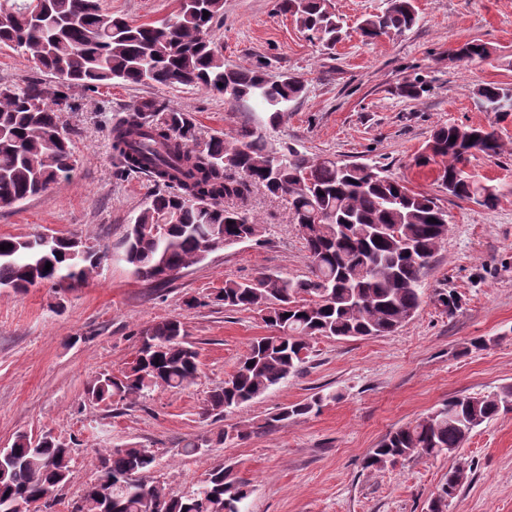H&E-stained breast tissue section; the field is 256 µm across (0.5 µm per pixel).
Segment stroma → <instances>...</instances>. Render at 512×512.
I'll use <instances>...</instances> for the list:
<instances>
[{
    "label": "stroma",
    "instance_id": "1",
    "mask_svg": "<svg viewBox=\"0 0 512 512\" xmlns=\"http://www.w3.org/2000/svg\"><path fill=\"white\" fill-rule=\"evenodd\" d=\"M345 32L334 49L308 42L277 0H224L212 40L225 64L262 63L268 76L300 77L305 91L282 124H258L253 111L230 109L201 87L128 84L76 87L74 108L60 112L76 157L68 178L12 206H0V236L45 232L77 236L112 255L75 288H0V448L17 435L52 434L73 441L70 482L55 512H71L97 481L100 456L137 443L159 464L149 479L182 491L217 464L249 483L245 512H428L448 469L464 463L467 479L444 512H512V410L472 431L451 456L413 455L377 469L364 466L392 431L449 397L482 396L512 384V116L498 120L473 98L481 84L512 88V0H415L412 29L368 44L357 26L384 0H331ZM178 0H101L105 12L142 24L170 15ZM484 43L481 61L459 59L460 47ZM37 80L56 86L23 52L0 44V85ZM421 85L412 99L404 85ZM158 98L191 113L202 138L234 139L257 126L274 148H294L316 161L384 166L413 191L437 198L448 212V238L421 278L423 303L395 333L366 338L316 336L298 372L261 397L217 418L205 411L215 387L268 330L259 315L228 310L214 296L225 281L259 273L302 278L310 273L304 241L285 202L250 187L246 206L264 223L259 239L210 253L158 286L138 279L121 259L129 224L156 190L150 177H117L109 136L114 115L141 99ZM496 125L504 151L472 158L465 171L495 187L488 209L449 196L433 167L415 158L436 125ZM447 289L454 313L434 302ZM196 297L201 306L187 307ZM180 319L199 353L190 385L108 407L89 400L98 374L120 375L139 346V331ZM484 347L475 348V339ZM323 395L307 416L264 423L279 408ZM245 438L214 443L184 456L186 440L224 428Z\"/></svg>",
    "mask_w": 512,
    "mask_h": 512
}]
</instances>
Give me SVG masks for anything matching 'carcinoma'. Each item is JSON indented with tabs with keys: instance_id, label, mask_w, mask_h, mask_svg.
I'll return each instance as SVG.
<instances>
[{
	"instance_id": "obj_1",
	"label": "carcinoma",
	"mask_w": 512,
	"mask_h": 512,
	"mask_svg": "<svg viewBox=\"0 0 512 512\" xmlns=\"http://www.w3.org/2000/svg\"><path fill=\"white\" fill-rule=\"evenodd\" d=\"M7 2L10 11L0 15V44L30 55L61 84L0 85V206L37 195L74 169L70 139L58 116L70 107V86L120 79L202 87L224 96L233 108L241 102L261 108L263 121L272 127L304 91L299 78L271 80L260 64H224L223 53L210 39L224 0H179V8L160 23L139 25L103 12L99 0ZM279 12L290 15L315 45L332 49L342 40V24L330 0H280ZM416 22L414 0H386L385 8L365 17L358 30L372 43ZM486 55L485 44L474 40L462 47L460 57L473 61ZM474 96L485 112L512 114V88L489 82ZM471 131L457 124L436 127L416 164L438 165L437 181L449 195L490 209L497 194L464 167L477 154L500 155L502 145L492 125L480 129L474 140ZM111 134L121 172L143 173L159 188L124 241L123 259L138 278L163 284L224 248L229 238L261 236L263 225L244 204L251 184L287 201L305 241L310 276L226 280L215 294L227 309L258 312L271 334L255 339L224 384L211 392V414L222 415L286 380L304 362L310 338L389 335L419 309L421 276L448 236V213L436 198L413 191L379 166L311 162L293 148L277 150L248 127L238 131L232 144L219 136L203 141L190 114L156 99H144L115 117ZM8 244L11 248L0 250V288L17 292L38 282L79 286L106 259L100 248L76 236L48 245L37 235L0 237V245ZM139 335L140 346L127 369L118 377L97 376L88 385L89 399L119 404L159 387L180 388L197 377L198 352L180 320H161ZM322 402L323 396L314 395L285 406L261 427L305 416ZM509 410L512 386L490 395L452 397L391 432L366 465L413 454H452L475 428ZM72 451L69 443L51 435L36 443L17 436L0 475V512H17L20 492L44 500V512H53L58 492L70 479ZM157 465L155 452L141 445L107 450L100 478L110 484L89 487L72 512H242L248 483L232 466L217 465L205 483L173 491L143 480ZM465 478L450 468L430 512H443Z\"/></svg>"
}]
</instances>
